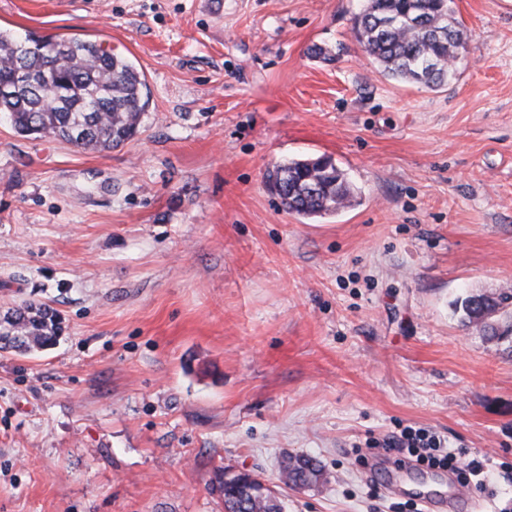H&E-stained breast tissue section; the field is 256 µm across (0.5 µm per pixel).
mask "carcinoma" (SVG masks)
<instances>
[{
  "instance_id": "1",
  "label": "carcinoma",
  "mask_w": 512,
  "mask_h": 512,
  "mask_svg": "<svg viewBox=\"0 0 512 512\" xmlns=\"http://www.w3.org/2000/svg\"><path fill=\"white\" fill-rule=\"evenodd\" d=\"M454 0H363L353 34L381 73L395 80L436 89L457 76L456 51L468 39L454 17ZM425 17L414 24L412 9ZM30 83L16 85L19 70ZM0 113L15 130L70 144L83 150L107 151L122 146L139 131L148 100L145 80L125 57L102 44L78 38L15 36L0 30ZM271 189L290 213L306 218L335 214L350 206L353 193L344 173L327 157L290 159L268 173ZM496 322L512 332V295L493 298ZM59 322L50 310L25 301L0 319V350L26 354L50 345ZM319 464L312 458L285 456L280 480L285 485L318 482ZM242 477L222 471L215 489L224 512H283L268 492L243 497Z\"/></svg>"
}]
</instances>
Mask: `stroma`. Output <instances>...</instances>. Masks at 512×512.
<instances>
[{"instance_id": "stroma-1", "label": "stroma", "mask_w": 512, "mask_h": 512, "mask_svg": "<svg viewBox=\"0 0 512 512\" xmlns=\"http://www.w3.org/2000/svg\"><path fill=\"white\" fill-rule=\"evenodd\" d=\"M359 0H0V28L101 41L147 85L108 152L0 115V512H224L218 470L285 512H389L354 451L425 428L512 465V341L454 302L512 292V0H455L438 90L381 76ZM331 157L353 191L287 212L267 175ZM317 460L289 488L283 455ZM59 329L53 312L25 301L0 320V350L26 354L44 349L56 339Z\"/></svg>"}]
</instances>
